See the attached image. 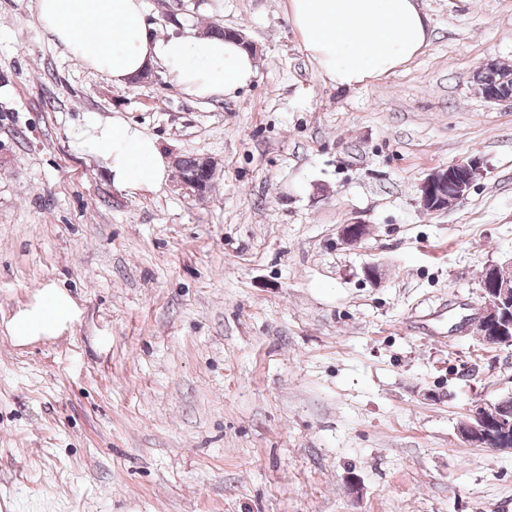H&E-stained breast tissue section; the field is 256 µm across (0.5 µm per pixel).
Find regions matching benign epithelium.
Listing matches in <instances>:
<instances>
[{
  "instance_id": "1",
  "label": "benign epithelium",
  "mask_w": 512,
  "mask_h": 512,
  "mask_svg": "<svg viewBox=\"0 0 512 512\" xmlns=\"http://www.w3.org/2000/svg\"><path fill=\"white\" fill-rule=\"evenodd\" d=\"M497 62L481 63L473 74L474 90L489 102H512V86L503 88L487 81V74L496 70ZM480 170L476 159L462 160L429 173L420 184L422 207L430 212L448 209L464 197L470 188L471 175ZM186 193L202 197L211 191V185L196 179L180 180ZM364 224L343 225L341 238L347 244H356L366 235ZM490 278L482 283L485 304L476 322V335L488 336L491 346L512 345V264L492 266ZM500 416L496 405L488 403L474 412L472 418L461 423V438L474 445L499 451L512 450V437L498 432Z\"/></svg>"
}]
</instances>
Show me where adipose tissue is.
<instances>
[{
	"label": "adipose tissue",
	"instance_id": "obj_1",
	"mask_svg": "<svg viewBox=\"0 0 512 512\" xmlns=\"http://www.w3.org/2000/svg\"><path fill=\"white\" fill-rule=\"evenodd\" d=\"M287 6L320 76L339 88L394 72L431 39L418 0H287ZM35 20L70 56L118 86L159 63L188 96L232 97L257 74L253 53L238 39L152 32L143 0H36ZM70 138L75 151L100 163L120 189L152 190L166 181L169 162L157 138L135 123L88 112ZM73 312L64 290L46 289L14 316L11 335L19 342L56 335Z\"/></svg>",
	"mask_w": 512,
	"mask_h": 512
}]
</instances>
